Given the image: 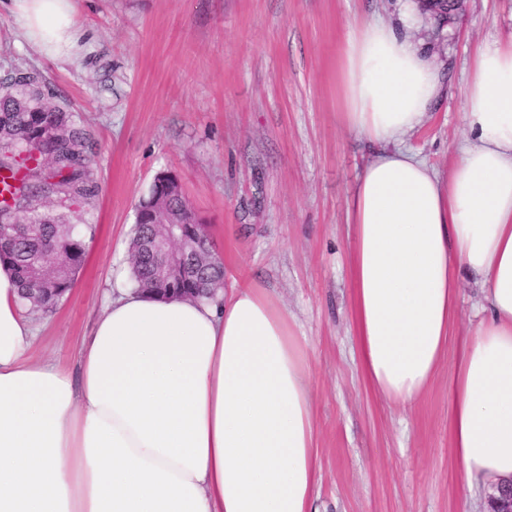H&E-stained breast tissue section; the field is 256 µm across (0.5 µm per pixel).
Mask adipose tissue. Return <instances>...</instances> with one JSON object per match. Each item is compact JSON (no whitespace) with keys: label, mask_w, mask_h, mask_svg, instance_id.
Returning <instances> with one entry per match:
<instances>
[{"label":"adipose tissue","mask_w":512,"mask_h":512,"mask_svg":"<svg viewBox=\"0 0 512 512\" xmlns=\"http://www.w3.org/2000/svg\"><path fill=\"white\" fill-rule=\"evenodd\" d=\"M75 0H0L22 40L69 57ZM342 126L371 157L346 199L351 320L365 381L412 408L482 277L454 364L450 435L467 483L512 480V41L478 46L469 134L441 174L405 149L443 74L420 43L355 25L339 55ZM0 263V512H315L321 464L309 346L260 281L214 301L132 287L107 298L78 375L35 359Z\"/></svg>","instance_id":"obj_1"}]
</instances>
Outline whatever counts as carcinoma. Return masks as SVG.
<instances>
[{
  "mask_svg": "<svg viewBox=\"0 0 512 512\" xmlns=\"http://www.w3.org/2000/svg\"><path fill=\"white\" fill-rule=\"evenodd\" d=\"M89 146L80 114L50 106L34 76H18L0 91V262L11 265L18 303L30 313L53 311L70 292L84 261L86 236L94 235V224L78 226L40 209L43 203L81 206L98 195ZM174 179L175 174L160 172L136 208L129 253L140 260L130 266V278L150 292L161 285L154 258L156 215L172 224L200 223ZM48 250L59 257L50 271L39 268ZM184 287L214 296L224 287L221 258L212 254L211 263L192 270Z\"/></svg>",
  "mask_w": 512,
  "mask_h": 512,
  "instance_id": "1",
  "label": "carcinoma"
}]
</instances>
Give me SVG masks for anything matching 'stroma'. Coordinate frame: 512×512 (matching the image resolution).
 Wrapping results in <instances>:
<instances>
[{"instance_id": "obj_1", "label": "stroma", "mask_w": 512, "mask_h": 512, "mask_svg": "<svg viewBox=\"0 0 512 512\" xmlns=\"http://www.w3.org/2000/svg\"><path fill=\"white\" fill-rule=\"evenodd\" d=\"M76 0L82 37L64 62L17 43L0 16V82L35 75L91 135L97 230L69 294L37 316L39 358L77 373L106 296L128 280L135 207L176 174L224 262V286L269 284L309 341L322 480L317 512H488L451 449L455 350L398 412L365 382L352 336L345 201L368 145L339 122L337 60L349 25L415 12L446 94L405 145L440 172L466 132L474 53L512 40V0Z\"/></svg>"}]
</instances>
